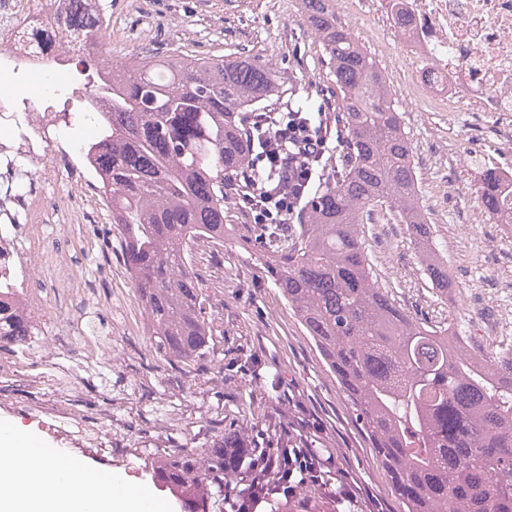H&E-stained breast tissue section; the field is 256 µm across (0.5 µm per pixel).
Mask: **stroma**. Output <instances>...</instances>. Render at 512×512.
<instances>
[{"label":"stroma","mask_w":512,"mask_h":512,"mask_svg":"<svg viewBox=\"0 0 512 512\" xmlns=\"http://www.w3.org/2000/svg\"><path fill=\"white\" fill-rule=\"evenodd\" d=\"M354 36L371 57L396 53L398 37L386 26L365 29L359 0L347 12ZM112 20L124 29L109 40L105 55L138 58L148 41L159 56L251 55L272 63L280 80L299 78L328 94L324 52L301 19L300 0H112ZM394 106L403 113L419 179L420 205L433 240L448 262L450 299L436 295L417 249L396 210L382 207L362 226L378 281L395 304L433 325L464 323L485 349L512 328V239L498 224L475 223L473 151L512 161L497 136L490 112H428L406 99L400 78H392ZM230 231L223 245H195L192 269L209 298L213 348L203 361L185 365L157 357L146 323L122 319L137 308L135 289L117 239L82 257L85 300L112 336L111 369L85 376L78 399L90 424L112 427L113 452L87 455L84 467L109 472L146 487L163 512H183L156 478L169 457L207 448L226 431L247 437L292 436L302 446L330 454L331 489L349 490L353 512H401L393 485L376 461L335 377L263 272L260 251L246 229L250 218L227 200ZM63 310L79 298L53 293ZM32 387H16L0 408V426L18 425L36 438L51 434L21 409ZM330 489V490H331Z\"/></svg>","instance_id":"35a3bbf8"}]
</instances>
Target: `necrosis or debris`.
Instances as JSON below:
<instances>
[{"label":"necrosis or debris","mask_w":512,"mask_h":512,"mask_svg":"<svg viewBox=\"0 0 512 512\" xmlns=\"http://www.w3.org/2000/svg\"><path fill=\"white\" fill-rule=\"evenodd\" d=\"M366 20L383 22L402 50L384 53L389 74L405 77L408 94L429 112H493L512 144V0H361ZM96 27L107 17L100 0H71L46 20L32 0H0V76L14 83L50 77L73 81L95 45L74 47L60 34L71 17ZM107 113L92 90L78 104L46 94L37 99L0 90V380L27 377L25 352L38 348L47 362L60 357V337L77 339L84 369L112 347L91 317L65 312L52 290L81 292L84 269L59 250L50 232L75 233L73 246L90 249L89 224L112 221V190L95 154L105 151ZM24 346L11 344L14 326ZM29 416L77 452L112 450V434L88 426L76 409L71 383L56 380L51 396L32 402Z\"/></svg>","instance_id":"1"}]
</instances>
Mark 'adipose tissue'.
<instances>
[{
	"instance_id": "adipose-tissue-1",
	"label": "adipose tissue",
	"mask_w": 512,
	"mask_h": 512,
	"mask_svg": "<svg viewBox=\"0 0 512 512\" xmlns=\"http://www.w3.org/2000/svg\"><path fill=\"white\" fill-rule=\"evenodd\" d=\"M29 441L20 428L0 427V512H146L144 489L28 455Z\"/></svg>"
}]
</instances>
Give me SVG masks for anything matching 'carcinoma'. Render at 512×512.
I'll return each instance as SVG.
<instances>
[{"instance_id": "cac0c4a2", "label": "carcinoma", "mask_w": 512, "mask_h": 512, "mask_svg": "<svg viewBox=\"0 0 512 512\" xmlns=\"http://www.w3.org/2000/svg\"><path fill=\"white\" fill-rule=\"evenodd\" d=\"M334 77L333 101L288 88V112L336 129V156L313 164L307 222L294 231L256 224L262 264L345 395L395 487L403 512H512V347L492 356L461 324L433 326L398 308L378 285L363 216L384 202L407 225L436 293L452 284L419 205L412 147L391 88L331 0H301ZM112 114L103 159L112 227L160 357L190 364L210 353L207 298L191 270V243H224L226 191L266 145L258 112L279 109L276 71L249 56L146 55L92 83ZM492 214V176L479 190ZM295 441L258 448L235 434L184 452L157 473L186 512H204L192 475H240L232 500L265 485L268 512L300 478Z\"/></svg>"}]
</instances>
